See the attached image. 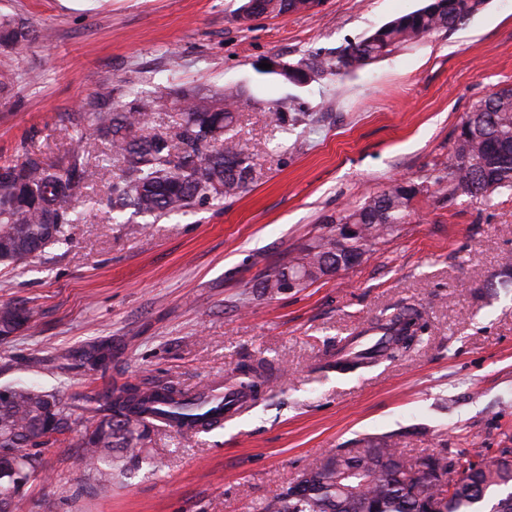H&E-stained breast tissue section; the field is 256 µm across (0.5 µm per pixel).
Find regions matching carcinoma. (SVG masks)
Segmentation results:
<instances>
[{
  "mask_svg": "<svg viewBox=\"0 0 512 512\" xmlns=\"http://www.w3.org/2000/svg\"><path fill=\"white\" fill-rule=\"evenodd\" d=\"M255 13L307 12L310 0H246ZM484 0H426V4L398 16L364 39L334 54L315 55L281 77L294 84L313 76L349 74L418 43L422 38L451 31L466 23ZM32 35L14 19L0 22V44L24 46ZM239 93L178 89L181 102L174 136L145 131V121L162 108L161 98L139 97L129 103L112 102V91L97 92L85 103L87 111L72 114L85 140L75 152L53 160L36 153L0 165V263L21 267L52 245L69 242L67 226L81 221L80 212L67 203L85 187V155L97 142H106L112 155L100 168L110 174L107 204L115 214L128 209L161 217L186 210L199 201L232 198L244 192L252 157L239 150L226 131L233 123ZM122 163L112 173L113 163ZM512 190V87L476 101L461 121L448 155V197H487ZM414 185L394 181L330 220L354 224L357 231L342 241L328 232L302 247L288 264L266 275L259 288L267 296L285 291L281 278L288 270L301 272L298 287L322 279L336 269H347L351 257L397 235L410 217ZM28 320L24 309L0 305V338ZM377 340L363 349H350L336 367L357 370L395 361L421 343L419 315L408 307L383 314L369 327ZM86 363L112 362V349L97 345ZM236 394L258 391L260 379L248 367L233 380ZM9 393L0 398V512H19L21 493L37 474L32 450L51 438L73 434L82 448L80 460L106 493L112 487V469L123 454L136 459L142 434L155 427L151 418L170 426L210 430L224 410L222 394L188 396L174 386L140 389L123 386L103 394L66 398L32 386H0ZM81 406L86 417L75 415ZM448 472V455L440 451L416 461L407 460L397 442L367 443L363 448H338L305 471L299 482L275 496L267 512H512V464L487 463L471 471L463 483L446 495L431 473Z\"/></svg>",
  "mask_w": 512,
  "mask_h": 512,
  "instance_id": "carcinoma-1",
  "label": "carcinoma"
}]
</instances>
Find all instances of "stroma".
<instances>
[{"instance_id":"stroma-1","label":"stroma","mask_w":512,"mask_h":512,"mask_svg":"<svg viewBox=\"0 0 512 512\" xmlns=\"http://www.w3.org/2000/svg\"><path fill=\"white\" fill-rule=\"evenodd\" d=\"M241 0H0L49 40L0 46V162L53 157L80 135L66 113L103 88L123 100L177 88L241 92L230 134L253 158L239 196L158 219L111 217L99 155L86 166L81 223L25 269L0 265V303L30 313L0 339V385L65 395L116 385L186 392L254 367L251 409L202 433L154 427L100 493L80 449L49 444L21 512H262L335 448L385 437L410 458L453 448L495 459L512 448V191L448 199V153L475 101L512 85V0L349 75L302 85L262 69L335 52L422 0H323L259 16ZM300 112L282 123L272 105ZM394 179L418 192L408 224L359 264L301 291L256 284ZM416 309L423 341L402 359L340 371L336 353L383 312ZM112 348L104 368L90 345ZM70 353L67 362L57 352Z\"/></svg>"}]
</instances>
